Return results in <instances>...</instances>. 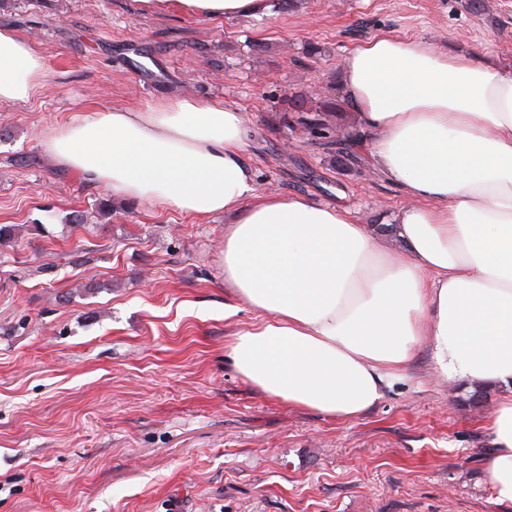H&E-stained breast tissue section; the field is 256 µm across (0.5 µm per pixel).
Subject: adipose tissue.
Returning <instances> with one entry per match:
<instances>
[{
	"instance_id": "adipose-tissue-1",
	"label": "adipose tissue",
	"mask_w": 512,
	"mask_h": 512,
	"mask_svg": "<svg viewBox=\"0 0 512 512\" xmlns=\"http://www.w3.org/2000/svg\"><path fill=\"white\" fill-rule=\"evenodd\" d=\"M198 19L257 16L270 0H136ZM43 56L0 28V102L44 85ZM342 95L375 135L377 172L401 186L399 254L344 207L258 193L251 130L222 101L169 97L48 130L58 166L112 196L222 214L224 282L259 323L227 345L265 395L352 418L377 404L420 342L450 383L506 392L487 474L512 504V66L380 35L343 59Z\"/></svg>"
}]
</instances>
